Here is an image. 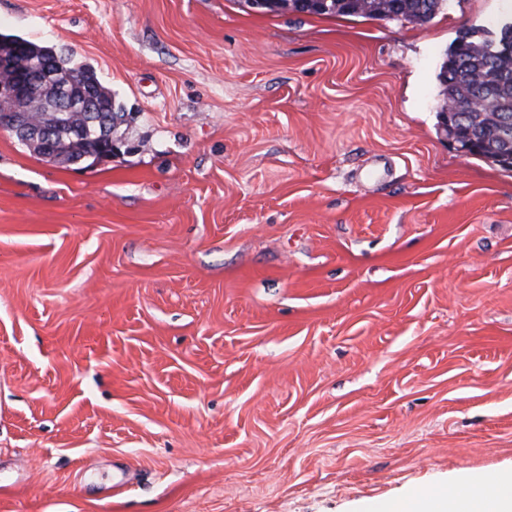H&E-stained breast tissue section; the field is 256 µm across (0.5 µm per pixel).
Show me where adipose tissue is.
<instances>
[{"instance_id": "adipose-tissue-1", "label": "adipose tissue", "mask_w": 512, "mask_h": 512, "mask_svg": "<svg viewBox=\"0 0 512 512\" xmlns=\"http://www.w3.org/2000/svg\"><path fill=\"white\" fill-rule=\"evenodd\" d=\"M387 512H512V478H485L483 489L471 494L453 490H422L389 502Z\"/></svg>"}]
</instances>
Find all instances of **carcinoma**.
<instances>
[{"mask_svg": "<svg viewBox=\"0 0 512 512\" xmlns=\"http://www.w3.org/2000/svg\"><path fill=\"white\" fill-rule=\"evenodd\" d=\"M297 0H288V10L318 15L357 16L372 19L400 18L410 23H426L448 6V0H307L296 7ZM21 46L25 53L15 59L10 73L16 74L32 62L50 60L63 78H72L77 85L94 92L106 108L104 115L112 126L122 123L123 115L116 107L112 91L96 74L85 67H74L54 48L0 34V51ZM436 79L442 105H462L458 126L477 140L503 130L504 121L512 119V56L496 55V44L485 38L474 39L465 34L445 53ZM59 123L57 161L73 159L101 160L86 134L79 114L56 117Z\"/></svg>", "mask_w": 512, "mask_h": 512, "instance_id": "cac0c4a2", "label": "carcinoma"}]
</instances>
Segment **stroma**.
Segmentation results:
<instances>
[{
    "mask_svg": "<svg viewBox=\"0 0 512 512\" xmlns=\"http://www.w3.org/2000/svg\"><path fill=\"white\" fill-rule=\"evenodd\" d=\"M424 24L246 0H0L92 68L96 163L0 130V512H366L512 473V171Z\"/></svg>",
    "mask_w": 512,
    "mask_h": 512,
    "instance_id": "stroma-1",
    "label": "stroma"
}]
</instances>
